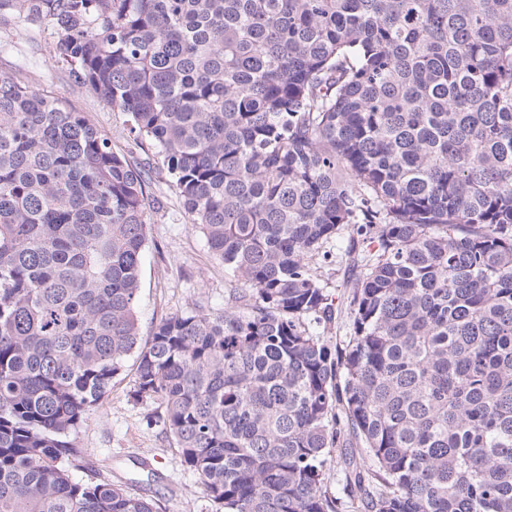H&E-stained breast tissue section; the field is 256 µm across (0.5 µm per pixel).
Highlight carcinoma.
I'll list each match as a JSON object with an SVG mask.
<instances>
[{"mask_svg":"<svg viewBox=\"0 0 512 512\" xmlns=\"http://www.w3.org/2000/svg\"><path fill=\"white\" fill-rule=\"evenodd\" d=\"M157 150L244 284L141 341L146 173L0 72V512H154L76 434L136 400L224 512H512V0H0ZM367 250L354 255L355 239ZM358 269L336 353L312 270Z\"/></svg>","mask_w":512,"mask_h":512,"instance_id":"cac0c4a2","label":"carcinoma"}]
</instances>
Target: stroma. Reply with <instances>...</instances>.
Here are the masks:
<instances>
[{
    "instance_id": "obj_1",
    "label": "stroma",
    "mask_w": 512,
    "mask_h": 512,
    "mask_svg": "<svg viewBox=\"0 0 512 512\" xmlns=\"http://www.w3.org/2000/svg\"><path fill=\"white\" fill-rule=\"evenodd\" d=\"M58 37L50 19L33 22L16 10L0 15V71L33 80L41 91L83 113L115 152L148 169L152 203L146 216L148 240L137 310L141 338L149 339L162 319L191 308L223 312L235 279L214 259L203 235L192 229V219L160 159L134 141L127 115L69 79L54 54ZM314 269L339 305L323 336L336 349H343L350 328L345 301L353 271L348 264L321 259L315 261ZM134 381L135 365L129 361L95 415L78 432L84 462L100 478L152 499L157 512H220L158 423L163 411L160 402L134 400Z\"/></svg>"
}]
</instances>
